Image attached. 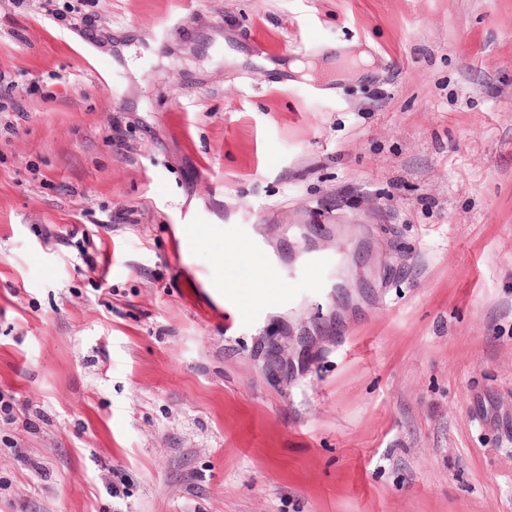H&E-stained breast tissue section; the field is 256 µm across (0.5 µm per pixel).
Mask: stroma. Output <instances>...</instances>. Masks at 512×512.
<instances>
[{
  "instance_id": "stroma-1",
  "label": "stroma",
  "mask_w": 512,
  "mask_h": 512,
  "mask_svg": "<svg viewBox=\"0 0 512 512\" xmlns=\"http://www.w3.org/2000/svg\"><path fill=\"white\" fill-rule=\"evenodd\" d=\"M40 3L0 0V512H512V0ZM245 234L290 301L228 335ZM251 240L240 239L236 242V248L225 256L224 263L220 262L216 269V278L210 282L211 288H217L222 292L224 288V331L225 333L234 330L239 323L251 322L256 319L257 311L248 306L247 302L236 295H229L228 292H235L229 288H235L244 296H253L251 284L241 281L233 276L238 269L237 261L241 252L247 250ZM227 288V289H225Z\"/></svg>"
}]
</instances>
